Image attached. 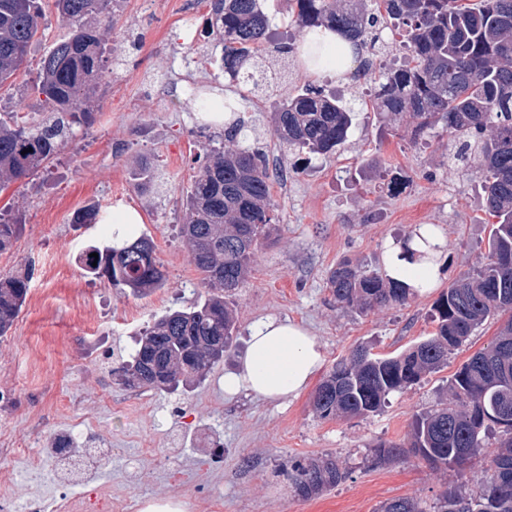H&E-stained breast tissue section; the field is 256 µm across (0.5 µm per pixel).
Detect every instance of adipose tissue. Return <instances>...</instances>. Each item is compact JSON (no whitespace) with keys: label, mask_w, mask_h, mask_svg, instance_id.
<instances>
[{"label":"adipose tissue","mask_w":512,"mask_h":512,"mask_svg":"<svg viewBox=\"0 0 512 512\" xmlns=\"http://www.w3.org/2000/svg\"><path fill=\"white\" fill-rule=\"evenodd\" d=\"M356 50L335 33L326 31L304 41L298 56L307 74L333 72L345 77L353 69ZM400 244L388 243L384 270L389 278L426 291L437 284L436 264L407 260ZM324 360L322 346L306 328L289 320L268 317L250 329L248 347L239 371L225 374L224 392L268 401L297 397Z\"/></svg>","instance_id":"obj_1"}]
</instances>
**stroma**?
<instances>
[{
  "mask_svg": "<svg viewBox=\"0 0 512 512\" xmlns=\"http://www.w3.org/2000/svg\"><path fill=\"white\" fill-rule=\"evenodd\" d=\"M111 11L112 53L120 63L98 89L93 126L77 132L47 170L0 192V206L13 203L24 223L10 249L0 252V276L24 264L34 269L26 302L0 337V396L7 399L0 407V450L14 437L37 452L54 433L85 429L86 447L109 451L96 485L134 502L182 499L187 512H377L397 497L435 512L448 488L476 494L486 457L473 459L461 478L414 458L373 468L366 457L377 441L405 440L416 415L445 403L454 374L494 339L497 320L453 351L441 371L390 393L378 412L323 420L311 398L325 371L357 345L394 356L435 331L433 306L441 291L487 251L493 219L483 210L479 171L449 168L447 139L413 144L410 117L385 125L370 111L360 112L335 157L288 153L272 131L278 100L317 83L344 102L365 104L367 75L318 80L303 73L298 57L283 62L267 56L266 69L284 63L288 76L275 96L257 97L225 78L211 39L187 42L162 10L144 9L141 0H113ZM69 30L46 7L38 44L12 85L0 88V112H44L43 97L33 89L38 64ZM189 78L201 89L224 87L236 101L249 145L265 155L278 231L258 251L234 298L237 332L223 360L194 387L151 391L153 409L141 414L117 407L125 390L111 369L128 358L148 322L204 298L180 235L182 199L199 159L227 144L222 128L201 126L194 101L170 99L169 89ZM142 166L155 179L139 187L132 173ZM89 204L104 212L123 205L141 214L140 231L152 239L166 272L164 288L137 297L85 274L80 257L86 249L112 242L99 226L73 223L74 213ZM420 224L439 225L447 236L436 288L366 315L336 307L327 287L330 269L345 258L379 269L386 242ZM269 316L305 325L317 336L321 371L284 403L225 396V373L237 369L251 326ZM142 446L151 455L139 456ZM328 453L346 461L350 478L315 498L295 496L291 461ZM2 470L11 476L13 496L21 498L32 492L58 498L85 476L73 468L61 479L49 469L37 477L25 458L0 453Z\"/></svg>",
  "mask_w": 512,
  "mask_h": 512,
  "instance_id": "obj_1",
  "label": "stroma"
}]
</instances>
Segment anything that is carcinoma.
Wrapping results in <instances>:
<instances>
[{
	"label": "carcinoma",
	"mask_w": 512,
	"mask_h": 512,
	"mask_svg": "<svg viewBox=\"0 0 512 512\" xmlns=\"http://www.w3.org/2000/svg\"><path fill=\"white\" fill-rule=\"evenodd\" d=\"M263 0H212L205 32L222 47L224 74L254 91L274 85L255 77L249 62L267 51L269 19ZM298 26L328 29L373 56L368 72L372 111L413 122L412 139L448 134V165L481 171L485 212L497 219L488 252L448 285L434 304L435 332L396 356L377 357L358 346L336 362L315 390L319 418L357 417L380 410L387 396L440 370L490 317L512 311V0H290ZM112 0H52L72 29L40 60L34 90L48 112L40 118L0 114V188L46 169L88 130L90 103L112 52ZM45 0H0V88L12 79L38 40ZM400 36L389 41L384 31ZM354 110L320 86L277 103L275 133L292 154L330 155L345 143ZM275 230L265 157L257 149L210 150L187 194L180 232L207 295L189 310H169L139 333L130 359L112 370L127 388L190 387L224 358L236 320L232 298L251 270L257 249ZM22 231L20 212H0V252ZM98 254V258L90 254ZM83 270L112 287L142 296L165 286L150 238L91 246ZM32 269L0 279V337L18 317ZM340 307L367 313L405 305L412 288L342 260L328 274ZM512 318L495 340L469 357L448 385V402L412 421L407 442L379 441L369 462L382 466L410 457L434 470L458 469L478 456L489 473L474 497L446 490L437 512H512ZM333 454L291 464L294 494L309 499L350 478ZM378 512H421L417 501L388 500Z\"/></svg>",
	"instance_id": "obj_1"
}]
</instances>
